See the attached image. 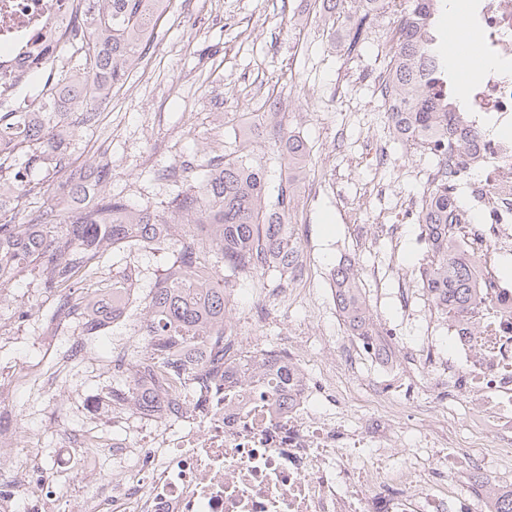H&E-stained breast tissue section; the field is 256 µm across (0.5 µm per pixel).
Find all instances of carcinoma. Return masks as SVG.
Returning <instances> with one entry per match:
<instances>
[{
    "label": "carcinoma",
    "mask_w": 512,
    "mask_h": 512,
    "mask_svg": "<svg viewBox=\"0 0 512 512\" xmlns=\"http://www.w3.org/2000/svg\"><path fill=\"white\" fill-rule=\"evenodd\" d=\"M70 28L57 40V56L76 63L50 72L40 100L28 112L0 113V299L26 273L37 276L55 297L50 321L76 322L81 335L97 336L126 313L132 284L128 275L103 280L95 293L83 282L100 274L110 252L139 244L172 246V262L157 278L141 309L144 348L112 389V402L149 411L166 392L170 378L194 391L212 370L224 365L230 346L224 322L232 276L283 273L300 247L289 222L288 203L307 158L304 142L279 136L285 180L271 191L264 168L247 143L233 154L204 165L198 181L178 192L160 214L106 192L111 162L71 167L77 133L98 121L96 105L126 82L140 63L171 0H72ZM412 16L396 40L400 63L390 76L396 92L394 126L419 133H448V118L460 117L448 87V64L436 50L435 15L440 0H412ZM52 195L42 207L15 222L30 196ZM448 188L438 187L424 214L431 256L421 266L422 288L445 316L466 310L474 300L475 264L452 252ZM332 290L348 331L368 335L372 317L355 272L342 264L332 273Z\"/></svg>",
    "instance_id": "cac0c4a2"
}]
</instances>
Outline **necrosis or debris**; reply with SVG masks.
I'll return each instance as SVG.
<instances>
[{"label":"necrosis or debris","instance_id":"1","mask_svg":"<svg viewBox=\"0 0 512 512\" xmlns=\"http://www.w3.org/2000/svg\"><path fill=\"white\" fill-rule=\"evenodd\" d=\"M71 19L70 0H0V50H26L0 66V86L12 85L25 64L40 68L53 60L54 38ZM469 21L488 65L466 86L457 128L428 140L432 160L411 175L424 193L445 183L458 195L453 239L456 252L476 262L475 301L456 319L429 302L408 309L409 320L447 332L452 356L438 353L433 336L409 358L392 348L375 351L361 336L337 351L345 360L363 353L390 377L411 374L427 391L444 379L461 383L475 397L478 425L508 457L512 283L499 270L512 256V0H472ZM226 331L249 346L259 372L243 373L231 359L225 376L200 392L173 386L165 411L141 414L136 431L113 436L117 469L68 512H495L512 495V485L492 481L485 458L470 448L459 452L465 494L434 482V473L448 467V453L432 425L414 439L423 460L391 466L403 406L390 390L371 386L375 413L346 429L329 416L336 392L313 378L305 351L284 342L265 348L262 337L235 324ZM363 448L378 456L370 477ZM20 493L35 512H57L58 493L46 475L23 466L0 471V512H14Z\"/></svg>","mask_w":512,"mask_h":512}]
</instances>
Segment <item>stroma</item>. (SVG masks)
Returning <instances> with one entry per match:
<instances>
[{
  "mask_svg": "<svg viewBox=\"0 0 512 512\" xmlns=\"http://www.w3.org/2000/svg\"><path fill=\"white\" fill-rule=\"evenodd\" d=\"M338 10L334 20L320 0H172L140 67L100 106L96 125L81 132L72 157L79 165L105 155L112 163L111 192L162 212L175 194L196 182L202 164L244 140L265 164L271 183H278L275 127L303 139L310 156L289 210L306 257L300 285L316 294L318 305L312 309L299 299L272 303L255 328L271 342L297 332L306 336L313 371L332 376L346 418L375 411L366 385L378 375L368 357L332 366L322 356L321 337L348 334L332 301L331 273L341 259L351 260L373 319L398 330L404 344L420 348L426 329L406 320L407 297L421 288L419 269L427 255L418 224L388 216V223L400 226L396 249L387 238L366 243L361 235L372 213L391 205L371 195L373 184L419 194L406 171L427 149L393 134L382 102L358 81L385 68L374 44L386 29L370 23L365 41L354 43L355 0H344ZM380 142L394 162L382 171L370 153ZM169 253L165 246L142 244L110 255L103 278L128 267L136 272L127 316L88 340L85 360L68 366L51 388L42 386L40 375L79 329L48 325L52 301L30 275L10 288L9 302L0 306V395L7 402L0 427L21 428L27 445L19 449V460H59L51 479L62 502L80 497L86 481L100 483L112 473V455L102 448L88 478L78 477L62 436L71 430L111 431V407L95 413L90 403L115 386L112 351L132 334L138 304ZM275 286L261 275L232 278V318L251 317L256 289ZM17 305L29 312L21 323L9 318ZM441 404L436 424L447 433L449 447L493 455L497 441L478 431L464 396L442 397Z\"/></svg>",
  "mask_w": 512,
  "mask_h": 512,
  "instance_id": "stroma-1",
  "label": "stroma"
}]
</instances>
